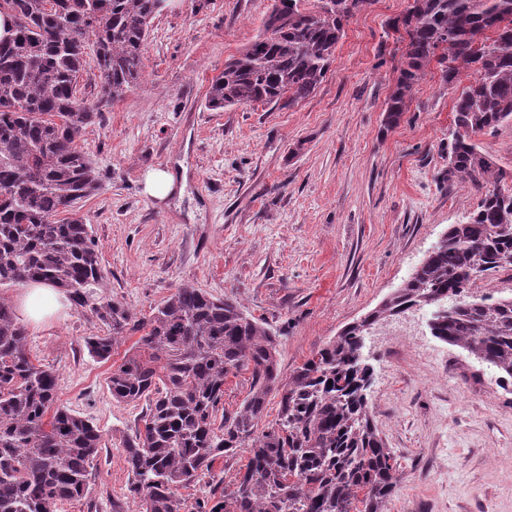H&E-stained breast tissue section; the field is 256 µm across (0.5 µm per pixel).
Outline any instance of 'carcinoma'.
I'll use <instances>...</instances> for the list:
<instances>
[{"instance_id": "carcinoma-1", "label": "carcinoma", "mask_w": 512, "mask_h": 512, "mask_svg": "<svg viewBox=\"0 0 512 512\" xmlns=\"http://www.w3.org/2000/svg\"><path fill=\"white\" fill-rule=\"evenodd\" d=\"M165 0H0L13 35L0 40V286L42 282L67 294L107 328L85 347L99 360L141 333L136 352L112 370V397L149 401L144 429L124 445L128 486L139 512H180L178 490L211 479L194 512H386L397 461L375 422L367 390L364 336L381 322L433 306V336L512 379V295L488 303L481 282L512 269V172L473 135L512 121V0H412L394 22L407 36L386 101L398 124L415 86L435 61L448 84L474 74L454 103L448 181L484 190L478 211L453 224L405 283L344 327L282 384L278 339L236 300L181 285L149 318L103 287L91 226L61 217L95 193L99 171L79 141L95 117L134 87L151 22ZM370 0H280L264 31L224 64L207 94L214 110L262 103L287 108L323 82L344 24ZM93 42L101 86L80 95L86 45ZM251 374L232 414L224 384ZM55 371L34 364L27 335L0 297V512H59L88 493L102 435L57 404ZM277 426L258 429L271 392ZM250 453L221 488L217 460Z\"/></svg>"}]
</instances>
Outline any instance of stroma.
<instances>
[{
  "label": "stroma",
  "instance_id": "stroma-1",
  "mask_svg": "<svg viewBox=\"0 0 512 512\" xmlns=\"http://www.w3.org/2000/svg\"><path fill=\"white\" fill-rule=\"evenodd\" d=\"M410 3L354 12L307 99L212 110V79L263 31L275 0H165L139 81L80 140L101 181L77 213L92 226L106 295L140 317L181 285L235 298L278 332L285 381L399 288L481 200L448 179L453 104L469 76L450 86L431 65L398 125L385 124L405 49L390 24ZM155 170L184 180L183 193L149 196ZM404 324L410 335L380 323L363 348L375 420L400 466L387 512H512V387L427 322ZM26 332L32 360L58 376L59 405L105 443L88 495L60 512H137L122 443L145 404L109 389L134 337L110 360L91 357L84 340L105 327L75 307Z\"/></svg>",
  "mask_w": 512,
  "mask_h": 512
}]
</instances>
